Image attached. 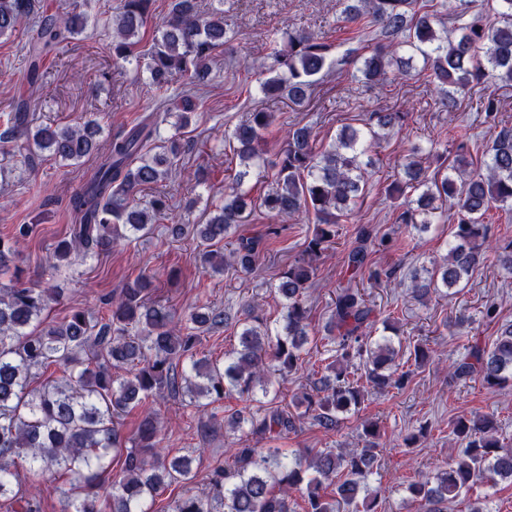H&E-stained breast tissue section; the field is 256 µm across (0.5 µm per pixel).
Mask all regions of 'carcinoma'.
<instances>
[{
	"instance_id": "cac0c4a2",
	"label": "carcinoma",
	"mask_w": 512,
	"mask_h": 512,
	"mask_svg": "<svg viewBox=\"0 0 512 512\" xmlns=\"http://www.w3.org/2000/svg\"><path fill=\"white\" fill-rule=\"evenodd\" d=\"M472 3L455 0L449 14L455 32L451 39L447 26L436 27L434 15L419 0H342L341 22L372 27L377 42L370 55L354 58L361 81L375 85L392 74L407 77L418 55L420 72L449 107L471 85L511 84L512 0H493L491 19L471 13ZM151 15L152 0H122L112 18L113 63L144 67L151 88L160 94L180 79L194 85L205 82L214 51L227 41L224 10L201 12L196 0H171L151 48L139 55L136 47ZM31 17L35 34L27 50L26 80L34 84L42 76L43 57L81 35L88 18L75 10L63 17L49 14L39 0H0V38L11 37ZM272 43L262 64L268 77L260 91L302 107L331 45L312 33L287 31L274 35ZM475 110L485 113L486 121H496L495 94L480 93ZM407 118L406 112H372L365 128L344 126L320 147L309 128H292L272 162L266 157L272 113L255 111L234 127L231 139L240 170L224 185V204L205 223L192 225L202 265L220 274L226 265L248 270L259 258V242L238 233L252 205L243 185L254 167L268 163L274 169L259 206L282 222L299 224L312 214L315 228L305 240L303 256L280 273L273 287L282 305L280 321L271 326L259 306L246 305L235 321L238 346L222 359L201 356L198 347L205 333L226 323L224 309L205 302L178 316L165 306L151 305L146 301L150 276L108 300L106 318L93 321L77 308L65 320L48 323L45 312L59 300V290L48 280L27 286L15 269L10 283L0 284V503L40 512V501L22 496L23 462L32 479L70 476L69 487L58 488L62 512H103V501L109 512H152L157 496L196 477L194 453L172 456L166 451L152 400L167 393L181 396L185 406L206 416L207 429L228 424L248 441L234 449L231 463L220 461L210 469L206 491H185L168 505L170 512H294V493L304 503L303 512H337L342 505L352 512H377L382 491L369 485V477L382 447L378 422L364 420L361 447L348 451L325 448L290 456L256 444L288 435L305 419L334 431L342 415L358 409L370 391L402 389L410 382L413 371L404 369V356L413 357L418 369L431 359L430 348L420 343L405 353L396 319L388 315L377 320L359 288L364 279L379 277L368 267L372 231L363 229L344 258L348 282L337 289L325 326L329 357L305 360L307 293L317 261L336 238L341 218L363 197L365 175L375 164L373 152ZM99 132L100 124L92 119L75 127L37 126L22 97L0 130V142L31 170L46 155L76 163L97 153L90 176L69 198L77 222L69 238L54 249L46 270L50 277L63 265L112 253L121 240L151 234L153 222L170 210L163 192L147 208L136 203L146 187L171 175L178 155L175 150L151 153L159 134L156 116L113 132L103 152L96 146ZM452 142V160L432 177L419 161L423 149L412 145L402 164L404 180L387 188L389 195L402 199L399 222L420 233L442 219L443 203L450 201L455 208L442 262L409 274L408 291L418 301L464 287L492 249L487 214L493 208L512 213V127L502 125L494 132L485 159L475 169L468 159L466 129L457 130ZM28 232L22 226L17 236L0 239V268L8 266ZM495 255L512 276V241L495 248ZM379 322L385 330L380 336ZM52 363L66 367L65 377L32 386ZM304 365L314 380L293 396L292 409L264 406V399L277 395L273 376L283 379ZM116 369L125 374L112 375ZM450 377L456 383L477 379L494 390L511 385L512 322L500 324L490 344L465 347ZM235 394L247 405L220 418L212 405ZM134 408L141 410V420L127 446L119 417ZM449 427L462 445L461 455L433 474H419L407 487L422 512H448V503L475 486L512 480V448L500 442L494 415L463 414ZM116 455L124 457L118 475L112 474Z\"/></svg>"
}]
</instances>
